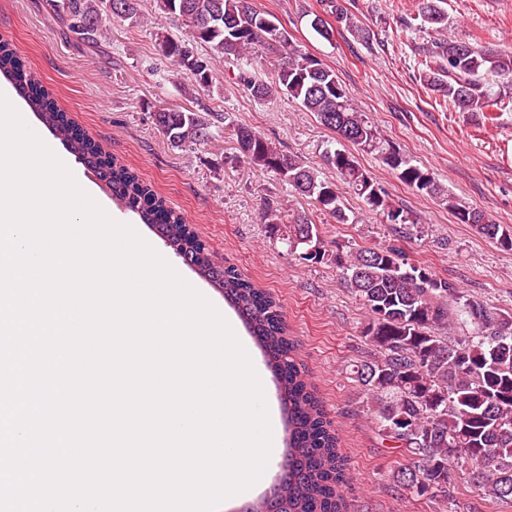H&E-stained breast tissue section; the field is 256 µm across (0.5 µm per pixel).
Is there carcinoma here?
I'll return each mask as SVG.
<instances>
[{"label":"carcinoma","instance_id":"1","mask_svg":"<svg viewBox=\"0 0 512 512\" xmlns=\"http://www.w3.org/2000/svg\"><path fill=\"white\" fill-rule=\"evenodd\" d=\"M439 2L419 0L423 24L438 35L433 61H421L423 83L455 111L492 122L505 106L481 73L491 72L512 85V51L445 36L448 17ZM157 7L181 18L189 37L207 46L206 53H196L183 40L159 36L165 56L191 75L195 89L210 87L216 59L233 58L237 83L254 99L265 102L288 96L347 143L376 153L400 181L447 205L459 223L512 248V234L490 214L457 198L432 172L382 141L335 70L293 45L287 36L273 37L278 19L258 11L252 0H157ZM62 9L72 32L87 40L100 31L105 17L132 25L143 19L140 0H64ZM268 69L271 77L259 76ZM0 75L26 89L30 110L72 153L100 171L115 199L142 223L157 225L166 243L224 292L265 354L279 383L287 464L272 497L248 512H343L346 464L338 452L340 438L306 378L294 342L286 336L280 305L237 269L217 264L183 218L138 176L109 159L101 144L75 136L67 116L34 77L19 68L5 42L0 43ZM155 120L172 146L186 148L205 141L211 124L224 123L226 114L209 112L203 117L191 111L162 110L155 113ZM234 132L239 152L250 163L278 175L337 223H349L336 182L321 177L300 156L285 152L247 125L235 127ZM322 157L370 212L388 224L402 225L405 237L411 238L416 218L394 202L351 151L326 147ZM263 220L289 251H299L302 260L335 265L365 306L364 336L379 355L356 366V379L368 396L383 440L418 459L413 466L395 470L393 480L417 495L444 496L449 468L462 469L480 457L472 482L489 497L511 503L512 316L489 310L456 282L408 262L396 244L344 252L332 248L318 225L302 213L290 224L278 223L273 212ZM299 238L309 243H296Z\"/></svg>","mask_w":512,"mask_h":512}]
</instances>
